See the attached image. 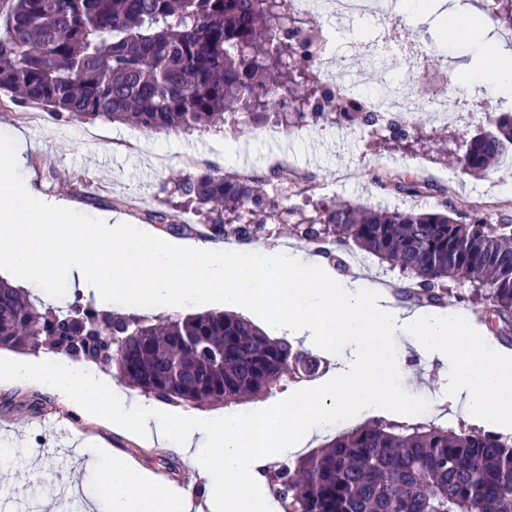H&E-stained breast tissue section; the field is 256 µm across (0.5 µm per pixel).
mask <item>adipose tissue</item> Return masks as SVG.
I'll list each match as a JSON object with an SVG mask.
<instances>
[{
	"mask_svg": "<svg viewBox=\"0 0 512 512\" xmlns=\"http://www.w3.org/2000/svg\"><path fill=\"white\" fill-rule=\"evenodd\" d=\"M475 49L480 78L512 92V59L483 42ZM25 147L21 133H0V269L14 283L77 284L100 306L131 311L221 307L256 317L288 338L341 352L335 378L269 409L218 417L137 402L65 358L0 361L1 382L35 383L82 417L189 454L217 512H275L276 502L257 488L269 457L306 447L328 425L341 430L364 415L403 412L397 381L405 361L390 345L398 335L420 357L452 361L448 382L436 393L439 404L464 398L465 419L482 429L512 424V359L475 335L461 309L403 311L376 284L338 278L304 250L182 244L118 218L88 215L31 189L19 173ZM90 462L104 470L112 512L192 508L188 491L154 479L123 456L94 454Z\"/></svg>",
	"mask_w": 512,
	"mask_h": 512,
	"instance_id": "obj_1",
	"label": "adipose tissue"
}]
</instances>
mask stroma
<instances>
[{"instance_id":"obj_1","label":"stroma","mask_w":512,"mask_h":512,"mask_svg":"<svg viewBox=\"0 0 512 512\" xmlns=\"http://www.w3.org/2000/svg\"><path fill=\"white\" fill-rule=\"evenodd\" d=\"M454 13L424 12L404 8L399 12L401 39H421L432 45V61L446 62L450 86L468 102L476 104L468 123L447 126L418 123V139L403 147L384 142L379 135H367L344 127L312 125L268 136L253 130L240 135L247 146L249 167L268 173L276 159H283L296 178L297 188L314 200H333L354 205L440 210L445 199L464 198L484 205L511 198L512 186L497 184L499 170L479 177L463 172L451 157L458 143L470 139L491 119L480 111L485 99L495 97L493 87L478 90L471 77L469 36L483 37L495 44L500 54L512 57V45L501 44L495 26H472L470 35L458 33L459 18L479 15L478 0H450ZM22 130L27 142L21 173L33 190L45 194L47 178L56 175L60 183L56 198L72 201L87 213L112 212L140 224L149 210L171 209L173 202L162 190L178 176L213 165L224 154V136L214 131L145 135L137 128L119 123H59L38 105L22 102L0 92V130ZM445 136L450 154L439 157L436 137ZM376 170L412 175L426 172L434 190L408 202L377 188L371 174ZM81 183L83 197L71 198L69 185ZM402 387L408 394L411 419L431 420L432 394L438 389L437 369L425 368L411 357ZM42 437L44 447H34L33 437ZM97 438L104 452L128 455L161 480L192 493L197 512H210L208 491L195 466L182 453L148 448L134 438L84 419L59 398L30 384L0 385V444L16 449L10 464L0 466V495L8 497L12 512H110L101 491L103 474L89 465L82 441Z\"/></svg>"}]
</instances>
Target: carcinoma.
<instances>
[{
  "mask_svg": "<svg viewBox=\"0 0 512 512\" xmlns=\"http://www.w3.org/2000/svg\"><path fill=\"white\" fill-rule=\"evenodd\" d=\"M487 21L512 29V0H484ZM316 19L287 0H0V91L40 104L63 122L106 119L161 133L310 124L377 127L378 114L346 103L323 78ZM391 125L387 141L411 138ZM512 151V113L456 152L481 174ZM280 192L259 190L246 171L205 168L164 191L174 211L146 222L211 240H267L287 224L312 252L345 272L356 247L397 272L399 294L440 306L448 283L471 285L487 330L512 342V200L479 209L449 201L441 212L292 201L295 180L273 171ZM373 183L404 198L431 185L383 172ZM190 211L197 224L180 220ZM0 350L51 352L113 370L148 399L229 408L313 378L292 362L312 352L271 337L234 312L123 314L80 293L49 307L0 279ZM282 512H512V435L429 422L356 427L294 460L263 469Z\"/></svg>",
  "mask_w": 512,
  "mask_h": 512,
  "instance_id": "carcinoma-1",
  "label": "carcinoma"
}]
</instances>
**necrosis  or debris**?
I'll return each mask as SVG.
<instances>
[{
  "mask_svg": "<svg viewBox=\"0 0 512 512\" xmlns=\"http://www.w3.org/2000/svg\"><path fill=\"white\" fill-rule=\"evenodd\" d=\"M292 5L297 15L332 19L336 30L349 32L364 25L374 33L371 58L380 66L381 79L356 84L346 73L336 74L337 82L346 85L351 102L363 104L388 122H406L412 112L423 113L432 122L464 120L458 99L438 91L447 81L445 70L418 71L415 60L424 56V49L393 39L399 17L391 0H292Z\"/></svg>",
  "mask_w": 512,
  "mask_h": 512,
  "instance_id": "1",
  "label": "necrosis or debris"
}]
</instances>
